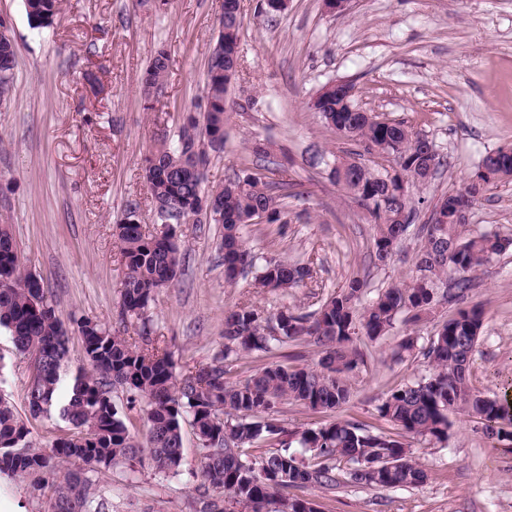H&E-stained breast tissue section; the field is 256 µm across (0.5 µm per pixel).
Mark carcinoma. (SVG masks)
I'll return each instance as SVG.
<instances>
[{"mask_svg":"<svg viewBox=\"0 0 512 512\" xmlns=\"http://www.w3.org/2000/svg\"><path fill=\"white\" fill-rule=\"evenodd\" d=\"M59 0H24L32 26L45 28L58 13ZM242 18L238 0H224L220 31L207 64V97L203 113L186 110L180 116L179 133L172 145L163 144L145 158L144 180L151 202L174 210L173 219L200 221L202 205L213 202L221 210L224 232L221 252L224 279L233 285L242 270L254 266V256L241 239L240 226L258 212L267 223L283 221V200L293 196V183L273 181L274 169L259 165L243 175L235 174L208 191L202 188L211 153L224 150V114L227 95L238 64ZM16 50L13 41L0 36V96L14 80ZM170 53L158 47L144 73V92L158 94L165 88ZM309 107L340 136L362 148L336 157V183L362 207L374 229L375 257L385 264L399 249L417 212L409 209L405 222L395 223L398 177L386 168H372L358 160L361 153L391 159L390 168L425 182L440 165L428 140L402 122L381 121L370 112H354L336 94L316 95ZM482 165L502 169L512 177V160L496 150ZM462 196L448 194L432 207L423 225L426 244L418 256L416 276L401 286L393 285L378 297L361 304L365 283L358 277L328 298L310 314L282 311L280 336L265 333L259 310L251 305L224 312V352L212 364L176 379L166 352L149 338L138 345L113 333L90 317L74 320L82 336L83 353L90 370L76 375L60 413L74 427L62 441L47 450L30 448V430L9 401L0 397V474L28 478L47 499V512H103L104 503L89 491L83 471L59 479V465L78 460L90 469L107 468L129 459L135 448L129 428L112 403L111 387L119 384L147 399L149 448L159 471L178 468L182 460L181 421L189 417L204 447L200 464L203 485L224 493L218 512H282L281 489L318 485L336 486L335 470L350 465L348 475L356 484L380 489L416 487L428 479L413 455L408 436L430 441L448 438L450 413L469 409L484 421V432L512 449V407L508 400L482 397L471 392L467 371L483 326V311L460 307L430 340L424 357L432 368L429 378L389 391L378 412L396 429L373 433L348 420H336L317 428L290 433L271 416L282 402L311 409H334L349 400L347 378L362 361L352 347L353 336L363 333L378 340L390 333L399 315L410 314L418 323L439 300L459 303L473 288L474 273L512 246V238L496 233L464 236L463 225L440 224L435 213L448 214ZM124 266L120 317L135 318L147 334L146 310L162 288L177 280L179 246L172 234L143 237L130 225L115 227ZM310 275V268L286 260H270L255 278V287L269 292L293 288ZM25 272L18 248L6 224H0V327L11 335L17 352L29 359L33 371L27 386L28 412L35 418L56 403L61 372L69 353V334L57 316L46 291L25 287ZM307 337L322 348L314 367L285 366L276 362L259 369L241 383L231 384L224 375V359L241 352L272 349L271 341H296ZM226 418H221V415ZM262 440L267 447L255 454L242 448ZM378 468L368 478L362 468Z\"/></svg>","mask_w":512,"mask_h":512,"instance_id":"cac0c4a2","label":"carcinoma"}]
</instances>
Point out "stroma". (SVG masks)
Instances as JSON below:
<instances>
[{"label":"stroma","instance_id":"obj_1","mask_svg":"<svg viewBox=\"0 0 512 512\" xmlns=\"http://www.w3.org/2000/svg\"><path fill=\"white\" fill-rule=\"evenodd\" d=\"M258 6L259 0H240L239 66L229 91L234 106L205 185L254 167L255 148L264 145L301 194L285 201L287 223L245 225L244 240L257 264L286 259L309 266L312 276L283 292L255 288L251 273L226 284L220 225L178 224L175 285L156 294L145 321L123 322L124 268L113 226L134 209L148 231L156 229L145 159L162 141H174L180 112L205 107L217 5L61 0L53 24L36 29L23 0H0L16 48L14 84L0 98V224L10 225L27 270L42 280L64 323L88 316L133 341L148 331L179 377L223 350L225 310L250 304L272 320L284 310L316 311L356 276L367 282L366 303L411 280L423 245L419 222L438 198L463 190L488 152L512 147V0H348L336 14L326 13L322 0H288L272 15ZM161 45L171 56L168 82L162 94L148 97L142 77ZM340 80L353 85L357 107L405 122L443 159L432 179L411 187L419 221L383 265L372 261L373 228L365 211L333 181L328 166L305 162L310 148L338 155L354 147L308 107L323 86ZM489 231L512 237V183L489 187L469 211L466 235ZM464 304L484 312L468 385L499 396L512 384V250L479 274ZM455 311L442 302L421 325L397 322L376 341L354 336L362 361L348 377V402L333 410L284 403L279 423L292 430L341 419L390 431L378 414L384 395L429 377L423 352ZM407 336L415 349L396 359L393 351ZM319 357L307 338L232 356L224 365L234 384L272 361L302 366ZM30 375L28 359L0 328V395L22 414ZM112 398L139 452L88 472L105 512H208L212 503H223L222 493L202 484V445L190 423L182 425L180 467L161 472L146 449L145 399L131 398L119 385ZM450 419L447 441H410L429 475L423 484L370 488L341 469L335 487L311 485L301 496L320 512H512V453L484 436L474 414L456 412Z\"/></svg>","mask_w":512,"mask_h":512}]
</instances>
